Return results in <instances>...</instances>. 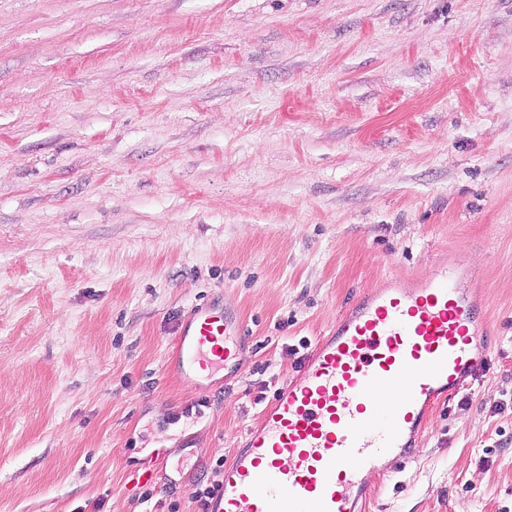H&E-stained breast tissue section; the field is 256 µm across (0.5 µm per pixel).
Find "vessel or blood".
<instances>
[{
  "instance_id": "1",
  "label": "vessel or blood",
  "mask_w": 512,
  "mask_h": 512,
  "mask_svg": "<svg viewBox=\"0 0 512 512\" xmlns=\"http://www.w3.org/2000/svg\"><path fill=\"white\" fill-rule=\"evenodd\" d=\"M464 277L443 266L419 287L347 308L225 462L206 512H360L368 475L414 459L431 405L481 370L474 348L493 338L480 301L459 286ZM243 347L239 316L203 303L175 357L201 372L235 362Z\"/></svg>"
}]
</instances>
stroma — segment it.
Masks as SVG:
<instances>
[{"mask_svg": "<svg viewBox=\"0 0 512 512\" xmlns=\"http://www.w3.org/2000/svg\"><path fill=\"white\" fill-rule=\"evenodd\" d=\"M442 264L493 347L362 512H512V0H0V512H204L337 317ZM213 297L245 347L192 380ZM163 469V460L159 456L151 458L143 466L134 471L132 481L134 485L157 484L160 473Z\"/></svg>", "mask_w": 512, "mask_h": 512, "instance_id": "obj_1", "label": "stroma"}]
</instances>
